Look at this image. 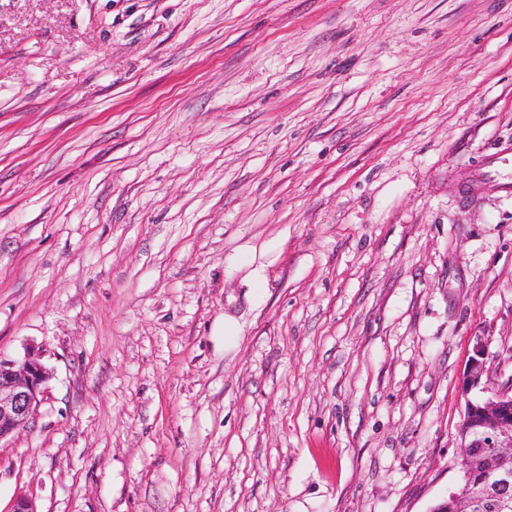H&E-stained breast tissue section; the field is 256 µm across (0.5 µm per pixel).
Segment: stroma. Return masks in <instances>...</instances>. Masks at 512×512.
<instances>
[{
    "label": "stroma",
    "mask_w": 512,
    "mask_h": 512,
    "mask_svg": "<svg viewBox=\"0 0 512 512\" xmlns=\"http://www.w3.org/2000/svg\"><path fill=\"white\" fill-rule=\"evenodd\" d=\"M507 146L512 0H0V512H428ZM497 154L499 155H494L479 171L477 180L484 178H498L508 181L512 179V177H509L507 171V166L510 162L512 163V149L510 150V148L507 147ZM509 155L511 157H509ZM51 376L38 349H26L21 357L0 352V443L26 425Z\"/></svg>",
    "instance_id": "stroma-1"
}]
</instances>
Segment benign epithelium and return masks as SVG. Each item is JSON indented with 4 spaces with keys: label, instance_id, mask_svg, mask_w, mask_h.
<instances>
[{
    "label": "benign epithelium",
    "instance_id": "7a95c632",
    "mask_svg": "<svg viewBox=\"0 0 512 512\" xmlns=\"http://www.w3.org/2000/svg\"><path fill=\"white\" fill-rule=\"evenodd\" d=\"M51 376L33 348L21 357L0 352V441L26 425ZM462 393L466 407L459 471L484 503L497 512H512V383L493 381L491 354L481 336L475 339ZM474 504V498L451 492L446 503L430 512H475Z\"/></svg>",
    "mask_w": 512,
    "mask_h": 512
}]
</instances>
